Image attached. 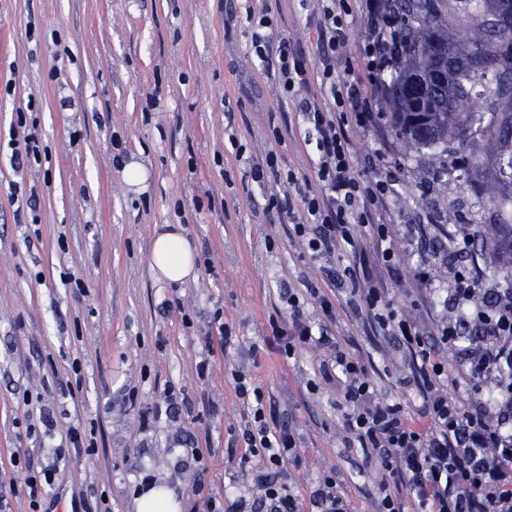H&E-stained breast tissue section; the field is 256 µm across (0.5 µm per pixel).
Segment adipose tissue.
Masks as SVG:
<instances>
[{"label": "adipose tissue", "mask_w": 512, "mask_h": 512, "mask_svg": "<svg viewBox=\"0 0 512 512\" xmlns=\"http://www.w3.org/2000/svg\"><path fill=\"white\" fill-rule=\"evenodd\" d=\"M150 267L157 280L181 285L197 277V253L181 225L166 224L156 231Z\"/></svg>", "instance_id": "obj_1"}]
</instances>
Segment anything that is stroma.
Instances as JSON below:
<instances>
[{
  "label": "stroma",
  "instance_id": "obj_1",
  "mask_svg": "<svg viewBox=\"0 0 512 512\" xmlns=\"http://www.w3.org/2000/svg\"><path fill=\"white\" fill-rule=\"evenodd\" d=\"M341 61L364 73L367 0H349ZM269 10L272 33L315 57V0H0V512H133L145 476L176 488L182 512L210 499L251 507L258 459L242 463L251 410L233 373L259 386L278 427L294 436L284 479L309 512L325 475L348 512H376L390 482L354 447L343 392L326 380V350L285 358L286 293L316 306L323 286L287 217L255 209L286 181L255 182L251 164L276 154L281 171H312L300 135L301 100L284 93L276 59L253 52L247 9ZM36 149L22 161L26 136ZM365 180L392 175L381 218L398 272L357 228L355 252L331 258L367 274L399 314L428 336L446 319L454 274L486 291L489 254L476 196L459 178L466 153L449 145L444 170L405 152L388 117L351 131ZM138 163L144 186L125 181ZM181 225L199 254L195 280L166 285L150 270L157 226ZM232 335L215 336V317ZM377 392L421 401L404 386L410 357L397 337L336 297L330 325ZM90 447L74 450L69 428ZM36 475V489L26 478Z\"/></svg>",
  "mask_w": 512,
  "mask_h": 512
}]
</instances>
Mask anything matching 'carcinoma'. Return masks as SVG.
Here are the masks:
<instances>
[{"label": "carcinoma", "mask_w": 512, "mask_h": 512, "mask_svg": "<svg viewBox=\"0 0 512 512\" xmlns=\"http://www.w3.org/2000/svg\"><path fill=\"white\" fill-rule=\"evenodd\" d=\"M404 24L399 76L387 106L407 151L436 149L459 139L468 148L467 177L475 195L493 212L486 218L492 275L512 286V34L498 28L497 14L512 0H464L477 22L451 30L448 12L435 0H386ZM431 86L419 100L406 94ZM491 103L477 110L476 87Z\"/></svg>", "instance_id": "carcinoma-1"}]
</instances>
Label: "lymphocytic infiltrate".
<instances>
[{"label": "lymphocytic infiltrate", "mask_w": 512, "mask_h": 512, "mask_svg": "<svg viewBox=\"0 0 512 512\" xmlns=\"http://www.w3.org/2000/svg\"><path fill=\"white\" fill-rule=\"evenodd\" d=\"M321 18L316 25V63L286 41L253 33L257 57L277 56L283 89L303 91L310 99L301 110L302 122L316 134L318 161L313 176L281 172L275 156L255 164V178L286 179L291 196L270 195L256 201L263 212L293 214L301 210L294 234L304 240L309 258L318 262L341 251L355 250V228L370 225L385 265L398 256L389 246L387 225L377 223L374 211L394 192L393 178L365 181L355 172L350 128L373 126L379 114L372 105L371 89L381 83L390 62L382 28H374L364 52L370 58L368 72L359 77L340 75L336 65L349 41L346 0H319ZM327 293H314L319 318L305 315L296 296H289L287 329L276 330L285 357L301 348L325 345L342 375L348 411L345 425L368 458L396 475L412 499L416 512H512V291L501 292L496 303L480 299L475 276L458 272L455 293L462 303L461 321L441 325L435 339H428L407 319L399 316L380 289L363 288L355 272L326 273ZM344 290L355 298L358 313L385 334L400 337L411 357V374L422 393L423 421L413 419L406 402L379 397L368 371L333 342L326 327L336 310L329 291ZM476 324L480 342L462 338L461 322ZM454 353L470 373L493 378L496 386L487 397L461 406L449 393L450 368L441 349ZM240 398L254 401L253 421L244 440L250 456L263 468L255 482L259 502L275 512H298L295 496L284 481L295 440L292 434L269 425L260 387L235 374Z\"/></svg>", "instance_id": "1"}]
</instances>
